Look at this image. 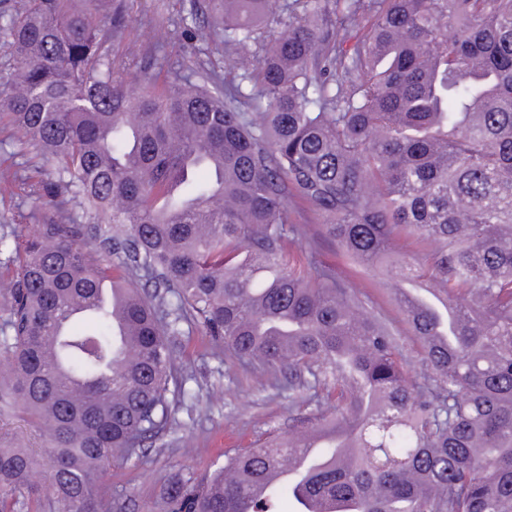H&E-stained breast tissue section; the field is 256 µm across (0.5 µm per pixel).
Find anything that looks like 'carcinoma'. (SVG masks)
<instances>
[{
    "label": "carcinoma",
    "mask_w": 512,
    "mask_h": 512,
    "mask_svg": "<svg viewBox=\"0 0 512 512\" xmlns=\"http://www.w3.org/2000/svg\"><path fill=\"white\" fill-rule=\"evenodd\" d=\"M275 10L208 0L224 74L144 65L134 93L123 0L0 11V120L53 162L22 178L53 216L0 236V401L46 441H0V512L45 493L87 512L108 466L146 456L185 395L184 323L308 414L199 486L169 476L164 512H282L297 486L251 494L295 462L307 496L354 512H512V0H284L271 29ZM296 199L382 266L417 356L320 260Z\"/></svg>",
    "instance_id": "carcinoma-1"
}]
</instances>
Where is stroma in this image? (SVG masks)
Listing matches in <instances>:
<instances>
[{
  "instance_id": "1",
  "label": "stroma",
  "mask_w": 512,
  "mask_h": 512,
  "mask_svg": "<svg viewBox=\"0 0 512 512\" xmlns=\"http://www.w3.org/2000/svg\"><path fill=\"white\" fill-rule=\"evenodd\" d=\"M127 26L115 52L136 48L179 81L188 63L223 72L224 46L193 31L165 39L184 18L206 19V0H127ZM321 258L335 265L362 302L379 312L398 333L408 354H415L403 314L373 272L348 262L329 243H321ZM178 355V378L186 397L173 412L168 428L140 462L113 463L104 478L108 499L121 512H162L156 491L167 477L179 474L198 484L223 466L226 452L249 445L265 433L288 432L295 417L288 411L286 389L261 384L251 372L211 344L203 327L183 326L172 337Z\"/></svg>"
}]
</instances>
